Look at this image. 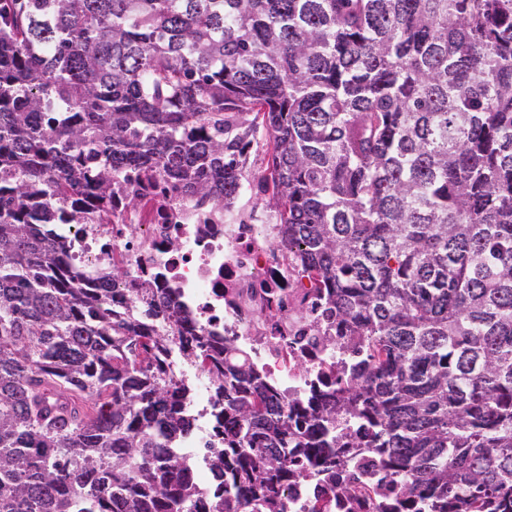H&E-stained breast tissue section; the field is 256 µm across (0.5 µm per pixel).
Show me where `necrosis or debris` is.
<instances>
[{"label": "necrosis or debris", "mask_w": 512, "mask_h": 512, "mask_svg": "<svg viewBox=\"0 0 512 512\" xmlns=\"http://www.w3.org/2000/svg\"><path fill=\"white\" fill-rule=\"evenodd\" d=\"M137 202L118 201L112 223L91 230L58 224L55 234L74 242L78 265L104 267L120 260L130 276L121 283L119 307L134 304L150 288L186 320L179 335L208 336L216 347L232 344L288 401H304L331 390L346 356L336 324L324 314L325 296L302 270L294 249L282 243L274 211L196 206L164 179L142 183ZM177 378L193 388L192 431L182 446L224 445L216 406L217 389L191 363H175ZM345 490L324 484L317 473L290 484L285 512H393L402 499L399 481L385 478L372 449L348 448L336 457Z\"/></svg>", "instance_id": "4bbe7bcc"}]
</instances>
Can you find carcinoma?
I'll return each instance as SVG.
<instances>
[{
    "label": "carcinoma",
    "mask_w": 512,
    "mask_h": 512,
    "mask_svg": "<svg viewBox=\"0 0 512 512\" xmlns=\"http://www.w3.org/2000/svg\"><path fill=\"white\" fill-rule=\"evenodd\" d=\"M261 130L355 359L290 406L239 350L181 347L220 384L215 512H284L342 416L403 512H512V0H0V512H191L175 337L48 225L157 176L230 208Z\"/></svg>",
    "instance_id": "carcinoma-1"
}]
</instances>
